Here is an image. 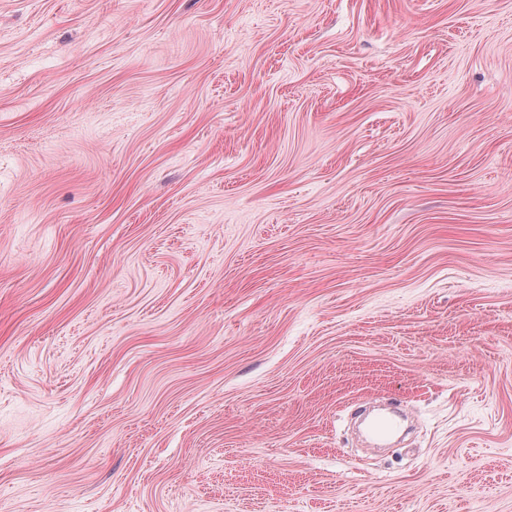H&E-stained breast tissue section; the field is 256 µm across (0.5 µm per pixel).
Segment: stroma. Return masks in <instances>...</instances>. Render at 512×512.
I'll list each match as a JSON object with an SVG mask.
<instances>
[{"mask_svg": "<svg viewBox=\"0 0 512 512\" xmlns=\"http://www.w3.org/2000/svg\"><path fill=\"white\" fill-rule=\"evenodd\" d=\"M0 512H512V0H0Z\"/></svg>", "mask_w": 512, "mask_h": 512, "instance_id": "1", "label": "stroma"}]
</instances>
